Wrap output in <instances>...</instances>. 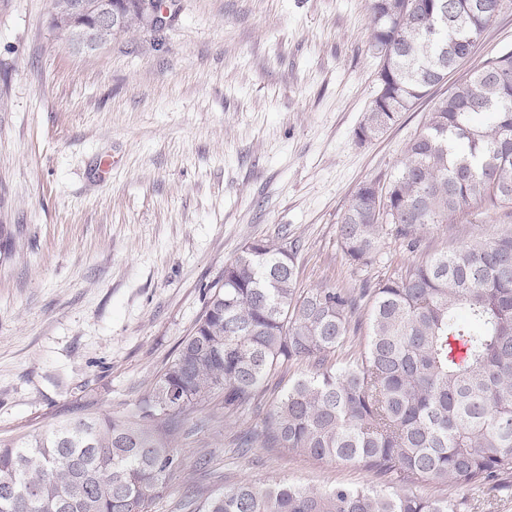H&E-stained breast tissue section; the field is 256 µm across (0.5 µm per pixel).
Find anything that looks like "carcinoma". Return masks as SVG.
Wrapping results in <instances>:
<instances>
[{
	"label": "carcinoma",
	"mask_w": 512,
	"mask_h": 512,
	"mask_svg": "<svg viewBox=\"0 0 512 512\" xmlns=\"http://www.w3.org/2000/svg\"><path fill=\"white\" fill-rule=\"evenodd\" d=\"M75 0H51L53 26L69 33ZM368 0L370 47L386 91L364 118L373 141L459 61L512 0ZM120 22L102 42L161 31L159 0H112ZM445 12L451 24L435 25ZM377 197L360 187L341 217L351 264L376 256L384 235L411 249L425 227L473 203L512 204V50L490 54L440 96ZM298 245L284 236L246 243L224 284L148 395L124 416L76 415L33 435L0 440V512H149L184 459L174 442L196 407L224 394L243 416L265 378L308 362L261 428V443L357 462L395 485L448 483L499 494L512 487V233L483 235L451 253L396 271L359 293L298 287ZM372 304L364 350L351 318ZM448 497L372 487L242 481L193 512H459Z\"/></svg>",
	"instance_id": "obj_1"
}]
</instances>
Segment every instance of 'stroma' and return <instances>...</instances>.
<instances>
[{
  "label": "stroma",
  "mask_w": 512,
  "mask_h": 512,
  "mask_svg": "<svg viewBox=\"0 0 512 512\" xmlns=\"http://www.w3.org/2000/svg\"><path fill=\"white\" fill-rule=\"evenodd\" d=\"M164 14L161 43L144 31L86 51L52 27L50 0H0V439L87 408L134 409L251 240L297 241L302 289H357L512 232L511 207L479 204L423 234L418 251L387 237L362 269L347 260L344 211L362 184L396 172L431 106L357 141L381 66L367 0H166ZM505 47L510 11L440 92ZM305 371L278 369L243 417L220 394L201 404L176 442L185 466L151 512H185L187 488L212 495L243 480L387 489L359 463L234 445ZM415 489L461 512H512V493Z\"/></svg>",
  "instance_id": "1"
}]
</instances>
